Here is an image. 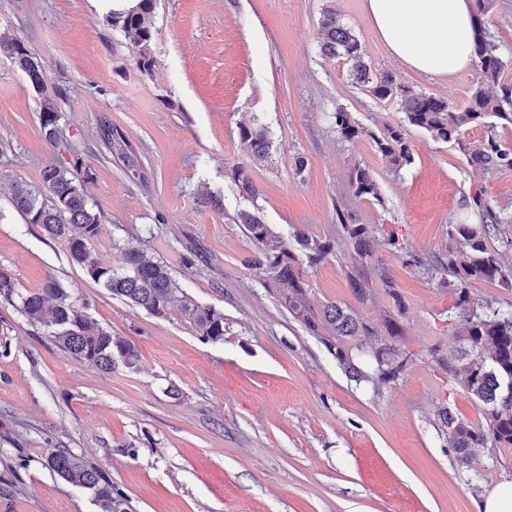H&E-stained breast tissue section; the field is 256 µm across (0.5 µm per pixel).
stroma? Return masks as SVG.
<instances>
[{"label":"stroma","instance_id":"1","mask_svg":"<svg viewBox=\"0 0 512 512\" xmlns=\"http://www.w3.org/2000/svg\"><path fill=\"white\" fill-rule=\"evenodd\" d=\"M364 2L156 0V65L147 77L91 0H0V36L37 54L48 90L62 93L51 143L39 95L0 54V267L24 294L54 277L139 356L135 369L102 374L0 298V512H98L91 492L46 467L57 449L103 471L131 512H480L495 487L512 483V447L479 449L462 468L441 429L445 409L476 427L486 419L447 368L467 324L435 269L449 249H466L448 227L478 189L508 218L488 246L512 262V170L471 167L453 145L415 128L410 165L378 152L374 136L404 124L405 114L353 84L344 59L321 54L325 9L360 38L372 70L395 72L415 90L459 106L478 74L409 68L376 33ZM488 19L512 82V0H491ZM339 110L365 136L343 139ZM105 121L133 144L143 177L108 152ZM242 124L263 128L264 162L253 163L242 145ZM77 156L93 174L86 193L104 213L92 243L98 260L124 269L125 249L136 247L164 261L188 300L223 313V341L205 340L178 308L157 316L113 297L71 262L64 242L14 209L16 183L38 186L45 165ZM239 165L249 167L256 195L235 183ZM357 165L373 174L379 198L352 195ZM340 210L395 232L403 251L379 243L354 263ZM242 211L258 213L299 257L297 233L335 238L333 251L304 269L309 302L354 311L405 360L397 383L374 381L376 364L357 340L337 339L328 326L313 335L288 313L245 264L255 245L235 221ZM193 246L203 256L188 266ZM353 277L368 281L369 299L353 294ZM390 322L399 335L388 334ZM340 350L365 379L346 373Z\"/></svg>","mask_w":512,"mask_h":512}]
</instances>
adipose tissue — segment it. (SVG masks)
<instances>
[{
  "label": "adipose tissue",
  "instance_id": "adipose-tissue-1",
  "mask_svg": "<svg viewBox=\"0 0 512 512\" xmlns=\"http://www.w3.org/2000/svg\"><path fill=\"white\" fill-rule=\"evenodd\" d=\"M391 54L432 76H448L473 62L472 0H365Z\"/></svg>",
  "mask_w": 512,
  "mask_h": 512
}]
</instances>
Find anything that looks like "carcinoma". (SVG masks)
<instances>
[{"mask_svg":"<svg viewBox=\"0 0 512 512\" xmlns=\"http://www.w3.org/2000/svg\"><path fill=\"white\" fill-rule=\"evenodd\" d=\"M474 2L473 55L481 82L462 107L405 85L394 72L373 71L364 62L361 42L354 31L342 23L335 12L328 10L324 14L320 30L322 54L344 58L350 64V76L355 84L376 100H396L405 114L408 126H391L381 136L373 137L380 153L398 167L407 166L413 160L408 138L411 126L426 131L436 141L454 145L474 168L512 170V144L502 140L497 132L499 127H512V83L502 81V73L509 62L503 59L499 46L488 32L490 0ZM154 10L155 0H133L130 6L114 10L109 16L112 26L124 33L137 53L138 69L145 76L151 75L155 66L151 51ZM0 53L13 60L41 96V129L45 138L54 142L60 120L59 107L57 96L48 93L41 59L17 39L0 37ZM490 85L496 90H486ZM477 126L485 129L486 136L473 142L465 139L467 128ZM335 127L346 140L367 134L350 113L342 110L335 113ZM101 137L110 150L127 162L128 170L138 175L140 166L126 137L108 122L101 125ZM239 138L254 160L262 161L267 157L269 142L263 129L241 125ZM90 178V171L83 167L79 157L74 158L68 168L49 163L42 170L40 186L15 185L12 204L27 223L40 226L52 239L65 241L71 261L112 296L161 316L178 304L200 336L213 342L224 340V315L187 301L163 262L150 260L140 250L129 248L125 251L127 271L120 273L95 257L91 242L100 234L103 214L85 192L84 183ZM233 179L246 193L256 194L248 167H235ZM349 186L357 198L379 196L374 177L363 167L352 169ZM464 207L477 214L478 219L449 225L448 238L463 239L469 250L457 252L450 246L448 257L440 262L441 271L451 276L446 284L457 291V305L467 322L466 334L460 337L463 347L459 355L448 362V371L461 376L467 392L483 406L486 425L473 427L447 410L442 412L441 422L458 464L469 467L477 448L490 444L497 448L512 447V310L481 314L469 295L473 282L512 284V266L487 246L497 225L506 224L509 219L497 215L482 190L465 199ZM236 221L244 225L256 246L247 265L262 271L281 305L315 335L321 331L320 323L325 322L338 337L362 338L372 349L377 382L396 383L406 361L394 358L389 346L376 344L375 334L350 310L336 304L316 314L306 299L302 263L288 249V242L277 236L255 213L240 212ZM338 223L352 246L353 260L371 254L377 242L374 231L364 224L350 222L344 214L338 215ZM297 241L308 251L310 264L320 262L333 249L331 241L304 233L297 234ZM21 312L29 322L51 331L64 353L93 365L104 374L112 373L120 364L128 369L137 365L138 352L134 344L112 335L87 316L53 277L47 278L42 288L21 297ZM45 466L66 482L91 491L100 512H128L124 495L83 457L69 450H58L46 458Z\"/></svg>","mask_w":512,"mask_h":512,"instance_id":"cac0c4a2","label":"carcinoma"}]
</instances>
